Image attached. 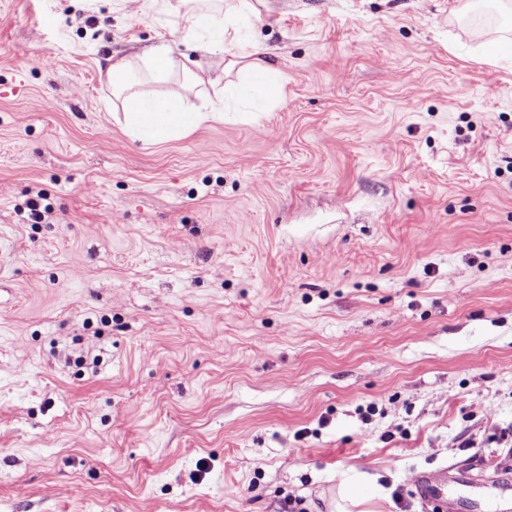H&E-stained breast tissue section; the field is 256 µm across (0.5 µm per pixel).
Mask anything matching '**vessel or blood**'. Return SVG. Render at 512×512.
<instances>
[{
    "mask_svg": "<svg viewBox=\"0 0 512 512\" xmlns=\"http://www.w3.org/2000/svg\"><path fill=\"white\" fill-rule=\"evenodd\" d=\"M464 483L478 488L483 498L499 504L512 497V491L495 477H468L445 469L437 473H419L413 480L417 492L425 501L433 504L436 512H458L459 501L449 493L448 488Z\"/></svg>",
    "mask_w": 512,
    "mask_h": 512,
    "instance_id": "1",
    "label": "vessel or blood"
}]
</instances>
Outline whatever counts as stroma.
<instances>
[{"instance_id":"35a3bbf8","label":"stroma","mask_w":512,"mask_h":512,"mask_svg":"<svg viewBox=\"0 0 512 512\" xmlns=\"http://www.w3.org/2000/svg\"><path fill=\"white\" fill-rule=\"evenodd\" d=\"M242 33L278 99L148 145L104 61L182 53L175 11L0 0V512L512 483V16L262 0Z\"/></svg>"}]
</instances>
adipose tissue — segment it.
<instances>
[{"instance_id":"ef3b65f1","label":"adipose tissue","mask_w":512,"mask_h":512,"mask_svg":"<svg viewBox=\"0 0 512 512\" xmlns=\"http://www.w3.org/2000/svg\"><path fill=\"white\" fill-rule=\"evenodd\" d=\"M210 3V10L204 12L199 0H183V41L192 50L223 56L222 72L204 76L202 69H193L178 61L172 48L161 44L140 57L148 75L147 82L166 84L178 75L186 86L215 87L232 75L255 78L275 73L274 64L261 57L258 44L240 36L244 19L255 10L252 0H238L229 7L223 6L222 0H210ZM133 70L132 61L121 58L113 61L106 71L108 79L116 83L114 95L122 104V124L130 137L148 144L178 139L206 120L223 118V97L211 101L205 112L177 93L151 100L142 90L143 83L130 80Z\"/></svg>"}]
</instances>
